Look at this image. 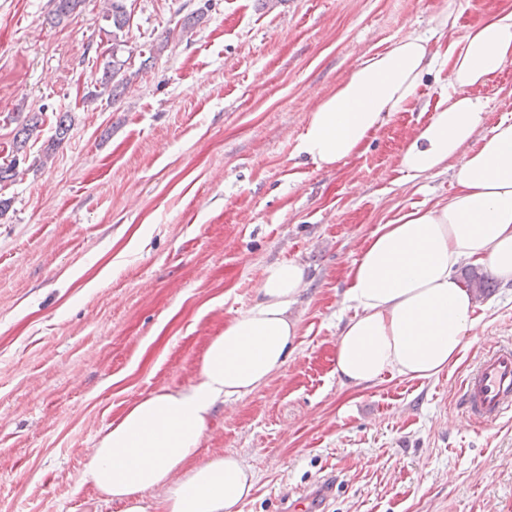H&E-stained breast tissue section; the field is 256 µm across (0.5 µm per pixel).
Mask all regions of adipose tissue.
<instances>
[{
  "label": "adipose tissue",
  "mask_w": 512,
  "mask_h": 512,
  "mask_svg": "<svg viewBox=\"0 0 512 512\" xmlns=\"http://www.w3.org/2000/svg\"><path fill=\"white\" fill-rule=\"evenodd\" d=\"M452 89L400 154L409 177L450 171L448 199L377 225L347 273L355 313L336 340L335 372L368 386L384 374L430 379L456 363L476 329L466 263L512 283V118L488 125L475 90L512 63V7L485 13L448 49ZM435 58L416 34L363 55L313 111L298 152L317 168L359 154L391 113L406 111ZM306 286L295 261L265 267L258 300L225 323L190 386L135 401L97 441L86 472L120 512H236L255 470L228 454L193 464L216 409L265 386L300 332L292 309Z\"/></svg>",
  "instance_id": "adipose-tissue-1"
}]
</instances>
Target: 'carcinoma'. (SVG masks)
<instances>
[{"label":"carcinoma","instance_id":"1","mask_svg":"<svg viewBox=\"0 0 512 512\" xmlns=\"http://www.w3.org/2000/svg\"><path fill=\"white\" fill-rule=\"evenodd\" d=\"M107 2L108 8L104 14V20L112 23V55L104 62L101 78L95 81L96 90L88 92L87 99L91 102L102 95L104 90L108 92L109 96L114 97L117 91L127 84L128 78L125 74L127 60L123 59V54L126 53L130 57L135 53L140 56L148 54V57L141 61V65L146 66L155 60L156 56L168 45V41L164 40L146 51L129 45L127 35L130 27V15L126 10L124 0H107ZM82 4L83 0H50V16L58 22L62 21L76 13ZM71 126L72 118L69 113H62L56 122L53 143L47 145L46 151L53 150L54 144L61 143L71 130ZM40 132L39 113L30 112L19 121L13 137L12 159L6 165L0 164V183L9 181L19 174L20 156L25 154L28 143L38 138Z\"/></svg>","mask_w":512,"mask_h":512}]
</instances>
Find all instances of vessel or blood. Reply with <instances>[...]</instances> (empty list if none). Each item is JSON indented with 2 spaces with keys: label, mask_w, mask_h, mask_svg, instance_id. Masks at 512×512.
<instances>
[{
  "label": "vessel or blood",
  "mask_w": 512,
  "mask_h": 512,
  "mask_svg": "<svg viewBox=\"0 0 512 512\" xmlns=\"http://www.w3.org/2000/svg\"><path fill=\"white\" fill-rule=\"evenodd\" d=\"M464 409L479 425L512 413V344L489 348L461 383ZM326 493L299 494L289 499V512H322Z\"/></svg>",
  "instance_id": "obj_1"
}]
</instances>
